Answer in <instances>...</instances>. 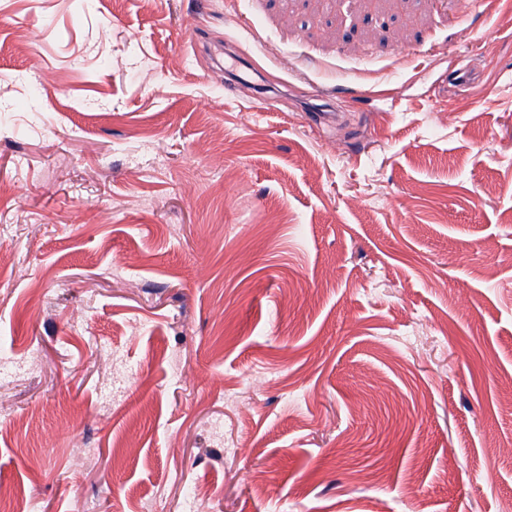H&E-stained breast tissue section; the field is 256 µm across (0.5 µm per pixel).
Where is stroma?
<instances>
[{
	"label": "stroma",
	"instance_id": "stroma-1",
	"mask_svg": "<svg viewBox=\"0 0 512 512\" xmlns=\"http://www.w3.org/2000/svg\"><path fill=\"white\" fill-rule=\"evenodd\" d=\"M0 112V489L512 512V0H0Z\"/></svg>",
	"mask_w": 512,
	"mask_h": 512
}]
</instances>
